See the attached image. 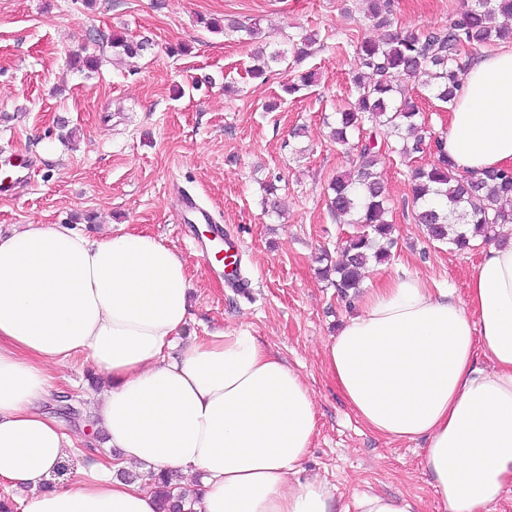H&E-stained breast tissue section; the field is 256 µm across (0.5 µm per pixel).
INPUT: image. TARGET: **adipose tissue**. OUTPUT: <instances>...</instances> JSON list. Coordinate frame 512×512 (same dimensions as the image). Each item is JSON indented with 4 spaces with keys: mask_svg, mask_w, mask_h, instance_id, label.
<instances>
[{
    "mask_svg": "<svg viewBox=\"0 0 512 512\" xmlns=\"http://www.w3.org/2000/svg\"><path fill=\"white\" fill-rule=\"evenodd\" d=\"M441 141L462 174L512 164V49L473 62ZM189 317L184 263L153 236L0 232V484L30 491L22 512H158L115 478L128 466L200 480V512H334L304 474L316 404L302 375L246 329L176 349ZM77 355L109 379L93 423L119 456L56 485L76 441L42 405L51 366ZM325 366L372 431L425 441L445 512H482L512 490V240L483 252L465 298L417 278L370 291Z\"/></svg>",
    "mask_w": 512,
    "mask_h": 512,
    "instance_id": "adipose-tissue-1",
    "label": "adipose tissue"
}]
</instances>
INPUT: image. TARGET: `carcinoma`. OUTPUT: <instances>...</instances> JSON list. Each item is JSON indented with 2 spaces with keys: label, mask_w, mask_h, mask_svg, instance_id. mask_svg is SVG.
<instances>
[{
  "label": "carcinoma",
  "mask_w": 512,
  "mask_h": 512,
  "mask_svg": "<svg viewBox=\"0 0 512 512\" xmlns=\"http://www.w3.org/2000/svg\"><path fill=\"white\" fill-rule=\"evenodd\" d=\"M365 2L368 19L382 27L390 24L396 0ZM500 16L512 17V0H468L460 15L420 34H396L356 47L351 76L354 102L336 113L331 127V137L340 145L357 136L358 164L336 176L328 200L337 220L345 218L361 227L349 238L334 266L325 269L335 274L334 286L342 298H355L360 290V270L372 259L379 263L389 260L396 246L394 224L387 219L385 187L373 171L379 156L389 149L388 135L392 133L401 139L398 153L406 158L433 151L430 165L411 171L414 222L428 238L464 249L477 239L491 240L497 225L512 224V208L507 206L512 201V168L489 169L478 176L455 173L440 139L432 138L413 91L395 83L398 75L409 80L424 77L435 99L454 104L472 62L469 50L512 41V27L498 24ZM316 42L313 33L292 43L289 52L267 55L260 50L256 53L258 64L250 74L263 76L272 71V65L287 62L290 53L301 60ZM112 48L133 57L143 50V43L115 35ZM314 79V73H303L283 85V90L293 96L310 87ZM150 481L159 512H184L185 493L177 487L175 476L153 474Z\"/></svg>",
  "instance_id": "carcinoma-1"
}]
</instances>
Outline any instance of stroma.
<instances>
[{
  "label": "stroma",
  "mask_w": 512,
  "mask_h": 512,
  "mask_svg": "<svg viewBox=\"0 0 512 512\" xmlns=\"http://www.w3.org/2000/svg\"><path fill=\"white\" fill-rule=\"evenodd\" d=\"M464 0H399L390 26L368 20L361 0H0V156L35 161L26 184L0 196V228L66 224L92 238L123 232L155 236L183 259L192 317L182 341L243 327L304 377L317 427L307 475L333 490L336 512H358L362 493L402 495L423 512H444L421 465L422 442H392L364 426L324 366L325 348L356 303L339 297L318 270L337 257L352 224L337 222L327 188L355 163L324 122L351 98L355 48L390 34L420 33L459 14ZM260 30L257 41L245 33ZM145 42L141 56L113 51V34ZM314 33L313 54L274 67L268 81L248 73L256 47L290 48ZM96 56L98 71L72 69V55ZM315 74L301 97L284 82ZM276 111L265 106L274 97ZM305 134L292 138L296 127ZM430 154H383L376 171L389 197L397 245L370 263L361 289L392 277H417L465 297L482 246L457 251L431 242L412 218L410 173ZM274 184L278 213L262 207ZM193 194L240 239L247 285L211 275L185 225L179 191ZM59 391L88 422L96 369L77 356L53 367Z\"/></svg>",
  "instance_id": "35a3bbf8"
}]
</instances>
